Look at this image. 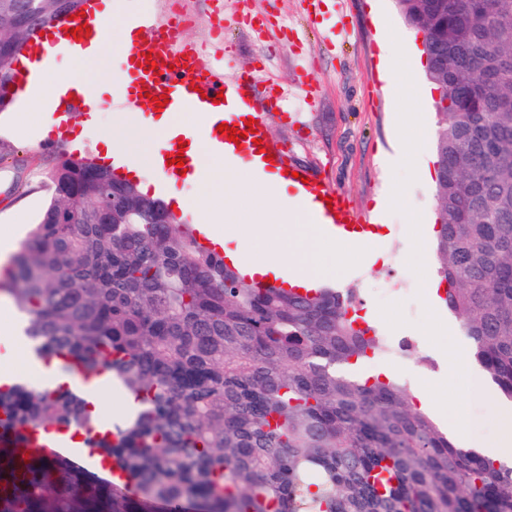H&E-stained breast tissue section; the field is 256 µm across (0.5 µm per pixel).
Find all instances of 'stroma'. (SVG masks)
<instances>
[{"mask_svg": "<svg viewBox=\"0 0 512 512\" xmlns=\"http://www.w3.org/2000/svg\"><path fill=\"white\" fill-rule=\"evenodd\" d=\"M128 2V15L141 16L145 23L141 35H148L150 24L181 20L187 40L222 48L226 76L268 71L275 82L259 84L257 95L282 107L267 116L268 138L339 191L351 212L370 222L384 220L385 232L368 245L377 261L353 255L339 282L358 290L359 314L386 336L389 346L356 365V373L386 375L408 386L424 375L447 374L448 359L440 353L439 342L449 336L466 350L470 341L444 302L428 305L424 294V281L440 277L437 260L422 258L435 250V184L404 170H386L383 164L385 155L403 147L402 127L437 122L431 99L421 108L396 112L379 79L384 54L402 76L414 70V55L400 38L408 26L394 0H322L319 12L312 0H224L218 30L206 0ZM123 27L121 18L113 19L102 61L95 66L103 101L96 126L84 130L83 112L73 110L64 124L83 134L82 146L12 129L8 111L0 110V230L10 226L19 237L27 236L50 198L45 173L55 154L101 162L99 136L125 117L109 103L118 90L112 76L123 67ZM390 184L403 189L406 204L377 214V200ZM402 340L411 343L413 354L397 351ZM429 397L425 411L464 448L471 447V439L437 413L436 404L475 417L483 439L498 434L500 412L512 407L489 383L469 399L449 387L430 391Z\"/></svg>", "mask_w": 512, "mask_h": 512, "instance_id": "obj_1", "label": "stroma"}]
</instances>
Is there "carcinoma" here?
I'll return each mask as SVG.
<instances>
[{"mask_svg":"<svg viewBox=\"0 0 512 512\" xmlns=\"http://www.w3.org/2000/svg\"><path fill=\"white\" fill-rule=\"evenodd\" d=\"M82 0H0V104L35 33ZM436 103V258L471 356L512 402V0H395ZM13 258L26 335L137 408L93 430L85 390L0 387V417L80 430L133 490L0 446V512H512V461L459 447L386 377L355 289L258 288L160 201L65 154Z\"/></svg>","mask_w":512,"mask_h":512,"instance_id":"carcinoma-1","label":"carcinoma"}]
</instances>
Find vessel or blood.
<instances>
[{
	"label": "vessel or blood",
	"mask_w": 512,
	"mask_h": 512,
	"mask_svg": "<svg viewBox=\"0 0 512 512\" xmlns=\"http://www.w3.org/2000/svg\"><path fill=\"white\" fill-rule=\"evenodd\" d=\"M81 10V15L63 19L46 29L44 35L35 36L30 41L23 57L14 65L18 90L27 93L36 88L37 73L50 66L56 51L67 50L78 55L89 45L103 42L114 15L112 0H83ZM126 63L129 83L120 92L125 104H142L152 111L157 101L162 100L169 113L197 109L211 114V121L194 133L185 134L182 141L189 143L198 137L210 142L218 152L231 156L242 154L253 162L260 161L263 155H271L274 158L273 168L280 174L293 167L291 161L276 152L273 146L258 148L248 137L237 144L219 133L218 124L224 123L241 131L249 119L254 122V130H263L264 107H252L247 113L237 109L238 101H249V90L258 78L247 73L226 78L223 56L208 53L198 43L186 40L179 25L151 26L148 39L131 47ZM179 142L169 141L164 148L170 157L181 156L184 162L180 168L164 164V171L174 178L183 171L190 175L196 171L193 153L180 151ZM297 170L306 181L305 189L313 203L329 205L330 215L341 214L344 205L342 195L331 192L308 168ZM2 441L16 448L37 450L53 461L82 469L96 481L109 485L127 481L125 474L115 469L110 460L97 457L91 449L81 446L75 436L45 441L41 438L40 427L15 429L1 423Z\"/></svg>",
	"instance_id": "obj_1"
}]
</instances>
